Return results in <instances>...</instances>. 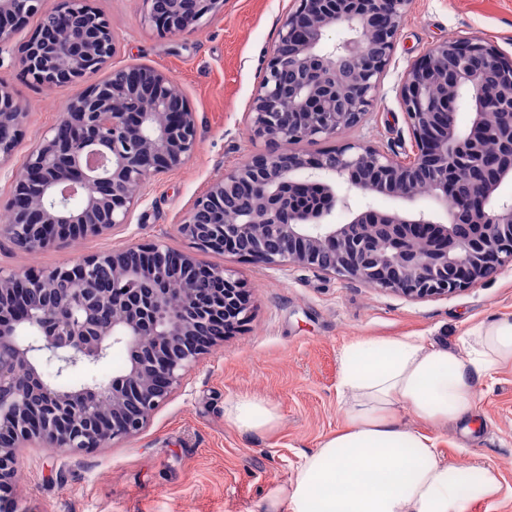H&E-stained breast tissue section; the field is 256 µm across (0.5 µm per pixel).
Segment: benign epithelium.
<instances>
[{
	"label": "benign epithelium",
	"mask_w": 512,
	"mask_h": 512,
	"mask_svg": "<svg viewBox=\"0 0 512 512\" xmlns=\"http://www.w3.org/2000/svg\"><path fill=\"white\" fill-rule=\"evenodd\" d=\"M144 19L171 35L193 33L224 0H143ZM42 0H0V48L17 25L41 14ZM410 0H295L245 121L263 148L225 169L177 224L193 251L147 242L86 257L73 266L0 274V490L9 488L27 447L83 455L123 443L184 382L187 369L224 335L245 326L252 299L244 282L197 253L254 264L307 268L363 282L409 300L456 295L512 264V200L492 203L512 181V59L480 38L436 44L404 72L399 101L412 151L393 157L356 141L314 144L361 126L376 100ZM336 42L327 44L329 30ZM116 51L112 28L90 0H61L22 48L27 76L44 85L82 84L62 125L21 166L7 200L14 219L0 238L33 252L73 236L102 235L127 223L156 176L181 167L198 146L195 112L168 93L173 79L129 65L94 76ZM496 72L491 82L483 69ZM472 115L461 129L454 109ZM25 113L0 79V167L22 136ZM498 145L485 163L484 147ZM430 183L447 222L423 210H353L351 192L414 198ZM455 206L448 208V198ZM346 208V224L324 218ZM237 209L224 220V208ZM112 272L105 284L99 270ZM171 281L182 306L168 307ZM127 353L108 382L58 390L55 374L89 371L110 347Z\"/></svg>",
	"instance_id": "1"
}]
</instances>
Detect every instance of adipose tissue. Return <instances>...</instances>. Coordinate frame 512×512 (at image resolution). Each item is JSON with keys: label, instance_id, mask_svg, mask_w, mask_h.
Instances as JSON below:
<instances>
[{"label": "adipose tissue", "instance_id": "adipose-tissue-1", "mask_svg": "<svg viewBox=\"0 0 512 512\" xmlns=\"http://www.w3.org/2000/svg\"><path fill=\"white\" fill-rule=\"evenodd\" d=\"M509 361L512 321L478 329L458 349L415 336L352 342L340 358L337 389L347 427L305 455L262 512H468L497 489L496 470L440 458L434 441L401 426L397 414L436 424L473 421V381ZM224 415L246 432L279 419L268 401L247 394L226 401Z\"/></svg>", "mask_w": 512, "mask_h": 512}]
</instances>
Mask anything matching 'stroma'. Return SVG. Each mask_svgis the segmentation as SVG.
I'll use <instances>...</instances> for the list:
<instances>
[{
  "label": "stroma",
  "instance_id": "1",
  "mask_svg": "<svg viewBox=\"0 0 512 512\" xmlns=\"http://www.w3.org/2000/svg\"><path fill=\"white\" fill-rule=\"evenodd\" d=\"M117 39L113 65L168 72L198 122V148L179 169L151 181L125 226L25 252L0 240V271L76 264L145 241L190 251L177 225L193 197L222 170L261 149L244 121L291 0H224L189 35L163 34L143 20L141 0H92ZM28 22L0 51L6 79L26 116L15 156L0 169V210L24 157L62 117L76 87L45 89L21 74ZM479 37L512 59V0H411L381 91L366 122L344 139L404 156L411 140L396 88L411 62L449 39ZM202 262L234 271L251 289L249 323L224 338L185 374V384L138 436L81 457L24 449L5 497L14 512H261L268 494L289 482L304 454L346 425L337 397L339 357L350 342L413 335L459 346L477 327L512 320V266L450 298L411 301L358 281L309 269L267 267L205 254ZM478 428L435 426L400 411L402 425L431 437L442 458L491 467L498 490L469 512H512V362L475 380ZM256 395L276 407L278 424L246 433L224 418L225 400Z\"/></svg>",
  "mask_w": 512,
  "mask_h": 512
}]
</instances>
